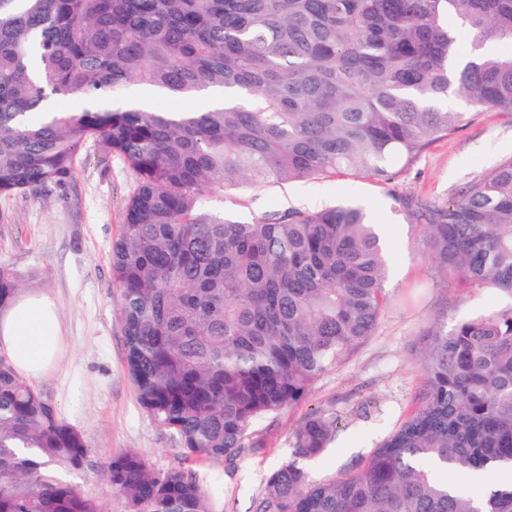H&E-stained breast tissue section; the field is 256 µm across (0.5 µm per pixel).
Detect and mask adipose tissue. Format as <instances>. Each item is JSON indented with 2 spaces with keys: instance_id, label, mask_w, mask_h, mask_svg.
Returning <instances> with one entry per match:
<instances>
[{
  "instance_id": "obj_1",
  "label": "adipose tissue",
  "mask_w": 512,
  "mask_h": 512,
  "mask_svg": "<svg viewBox=\"0 0 512 512\" xmlns=\"http://www.w3.org/2000/svg\"><path fill=\"white\" fill-rule=\"evenodd\" d=\"M55 302L14 298L0 309V351L23 377H41L52 366L59 343Z\"/></svg>"
}]
</instances>
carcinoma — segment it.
Returning <instances> with one entry per match:
<instances>
[{
  "mask_svg": "<svg viewBox=\"0 0 512 512\" xmlns=\"http://www.w3.org/2000/svg\"><path fill=\"white\" fill-rule=\"evenodd\" d=\"M474 36L460 61L448 20ZM512 0H0V194L70 181L79 147L135 174L112 245L126 367L142 409L187 456L234 459L253 424L299 402L370 335L388 263L364 209L251 222L202 210L212 191L363 175L389 179L466 119L448 95L512 112ZM137 85L224 105L159 112ZM77 101L60 110L55 99ZM446 279L512 296V159L429 205L397 198ZM19 290L0 265V309ZM418 406L357 470L314 482L333 441L310 414L256 512H512V305L424 334ZM82 434L0 357V512H105L62 477ZM103 473L128 512H213L180 468L127 449ZM486 479L483 489L448 481Z\"/></svg>",
  "mask_w": 512,
  "mask_h": 512,
  "instance_id": "1",
  "label": "carcinoma"
}]
</instances>
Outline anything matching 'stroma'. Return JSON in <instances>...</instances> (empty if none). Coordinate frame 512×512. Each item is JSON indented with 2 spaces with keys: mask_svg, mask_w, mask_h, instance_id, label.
I'll return each mask as SVG.
<instances>
[{
  "mask_svg": "<svg viewBox=\"0 0 512 512\" xmlns=\"http://www.w3.org/2000/svg\"><path fill=\"white\" fill-rule=\"evenodd\" d=\"M448 106L466 113V121L426 147L410 166L393 169L390 181L342 175L205 197V210L248 220L291 209L361 206L391 247L387 303L371 336L304 399L257 422L253 437L260 448L233 461L186 458L177 435L141 408L129 378L112 274V243L134 186L124 160L86 143L65 186L0 196V264L16 274L22 290L49 294L60 308L61 357L35 387L88 445L87 465L71 476L84 494L106 512H126L102 466L114 453L132 448L155 470L179 467L193 474L213 512H254L266 476L287 461L294 432L312 411L326 410L337 419L330 447L305 464L316 481L361 465L403 422L423 388L420 357L428 328L439 322L452 327L512 305V296L495 289L444 281L421 229L397 210L395 200L404 195L445 203L512 158V112H475L453 96Z\"/></svg>",
  "mask_w": 512,
  "mask_h": 512,
  "instance_id": "35a3bbf8",
  "label": "stroma"
}]
</instances>
